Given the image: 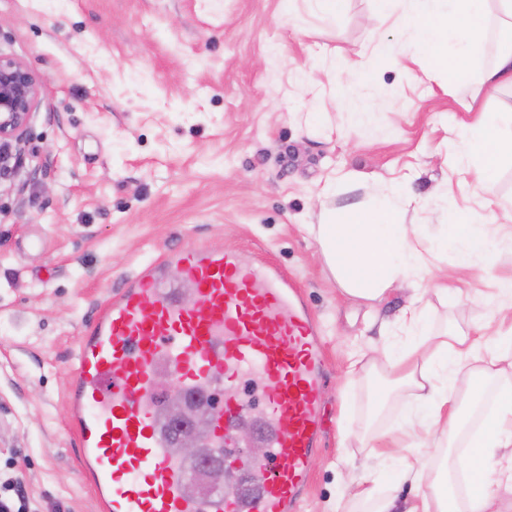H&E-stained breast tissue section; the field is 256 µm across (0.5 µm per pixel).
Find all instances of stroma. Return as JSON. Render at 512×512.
<instances>
[{"label": "stroma", "instance_id": "35a3bbf8", "mask_svg": "<svg viewBox=\"0 0 512 512\" xmlns=\"http://www.w3.org/2000/svg\"><path fill=\"white\" fill-rule=\"evenodd\" d=\"M376 0L323 15L312 0H0V53L40 85L22 154L0 174V495L24 512H98L68 401L79 343L140 266L217 243L288 276L315 314L326 366L325 429L298 512H352L349 478L433 504L430 471L465 434L434 438L430 411L396 390L373 407L378 349L417 344L398 318L412 289L443 285L431 332L478 339L512 276V243L490 267L422 253L411 288L382 303L347 296L317 238L322 208L369 204L372 178L406 185L417 238L454 209L512 220V161L474 188L448 158L473 113L430 76ZM384 54L368 77L359 66ZM378 109L369 125L350 115ZM428 474L399 479L387 444Z\"/></svg>", "mask_w": 512, "mask_h": 512}]
</instances>
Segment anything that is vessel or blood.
I'll use <instances>...</instances> for the list:
<instances>
[{
    "label": "vessel or blood",
    "mask_w": 512,
    "mask_h": 512,
    "mask_svg": "<svg viewBox=\"0 0 512 512\" xmlns=\"http://www.w3.org/2000/svg\"><path fill=\"white\" fill-rule=\"evenodd\" d=\"M192 285L181 300L168 265ZM215 396L221 453L258 409L265 457L240 456L257 489L200 501L159 428L155 379ZM324 369L315 317L278 270L218 244H188L140 269L83 336L69 388L74 427L102 512H297L323 430Z\"/></svg>",
    "instance_id": "obj_1"
}]
</instances>
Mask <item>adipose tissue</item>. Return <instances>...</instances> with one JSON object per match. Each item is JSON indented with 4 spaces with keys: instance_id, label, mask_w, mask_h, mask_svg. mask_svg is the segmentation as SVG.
Returning a JSON list of instances; mask_svg holds the SVG:
<instances>
[{
    "instance_id": "ef3b65f1",
    "label": "adipose tissue",
    "mask_w": 512,
    "mask_h": 512,
    "mask_svg": "<svg viewBox=\"0 0 512 512\" xmlns=\"http://www.w3.org/2000/svg\"><path fill=\"white\" fill-rule=\"evenodd\" d=\"M418 7L402 14L398 27L409 34L417 55L434 72L464 87L465 111L477 120L458 133V162L474 168L476 187L496 176L503 158H512V105L498 112L482 111L480 100L499 90L512 89V0H417ZM409 190L382 180L371 185L369 205H346L322 213L318 238L341 289L350 297L370 302L383 299L394 285L406 280L418 266L413 246V227L399 215ZM447 230L437 239L439 248L454 247L461 267L489 265L498 247L488 238L480 219L454 211L447 214ZM502 305L495 312L500 330L482 337L479 344L455 334L430 333L424 322V306L409 305L402 325L419 337L430 353L417 356L415 349L383 350L391 376L390 386L375 390L374 406H381L391 388L411 391L422 402L432 403V425L441 433L458 432L463 418L449 405L447 394L434 390L438 378L453 379L469 369L468 397L481 402L487 391L495 400L481 426L470 435L469 452L455 458L451 468L436 474L438 512H489L483 486L489 482L492 461L501 448L512 447V384L492 386L490 369L512 359V279L502 280ZM481 364L470 367L471 359Z\"/></svg>"
}]
</instances>
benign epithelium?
<instances>
[{"instance_id":"1","label":"benign epithelium","mask_w":512,"mask_h":512,"mask_svg":"<svg viewBox=\"0 0 512 512\" xmlns=\"http://www.w3.org/2000/svg\"><path fill=\"white\" fill-rule=\"evenodd\" d=\"M39 92V85L32 71L23 63L0 54V144L19 146L26 130ZM200 406L189 399H182L178 410L179 426L172 440L173 453L181 460L199 458V448L209 435V427ZM255 422L239 419L236 440L248 445L247 453L255 458L263 456L266 448L255 441ZM238 464L228 457L219 462L206 461L192 475L188 491L198 495L202 484L217 487L237 478Z\"/></svg>"}]
</instances>
